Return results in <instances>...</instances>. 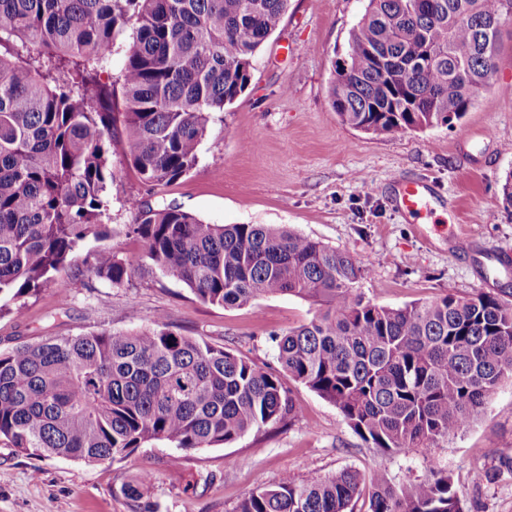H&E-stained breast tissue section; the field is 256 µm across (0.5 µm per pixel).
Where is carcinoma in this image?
<instances>
[{"label": "carcinoma", "instance_id": "obj_1", "mask_svg": "<svg viewBox=\"0 0 512 512\" xmlns=\"http://www.w3.org/2000/svg\"><path fill=\"white\" fill-rule=\"evenodd\" d=\"M288 0H0V312L52 281L103 234L112 135L142 182L167 186L198 161L208 114L250 85L253 60ZM512 0H368L331 104L342 123L402 137L450 125L497 71ZM126 48L120 78L102 74ZM136 214L160 273L202 302L241 308L288 295L317 305L273 338L279 368L154 326L53 336L0 351V440L29 456L122 460L166 440L231 444L302 409L282 374L332 403L381 453L434 448L477 421L512 376V303L453 286L434 300L379 306L350 252L275 224H205L175 206ZM92 273L115 288L128 264L108 250ZM464 512L444 471L408 486L353 469L283 476L232 512Z\"/></svg>", "mask_w": 512, "mask_h": 512}]
</instances>
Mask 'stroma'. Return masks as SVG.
Returning <instances> with one entry per match:
<instances>
[{"mask_svg": "<svg viewBox=\"0 0 512 512\" xmlns=\"http://www.w3.org/2000/svg\"><path fill=\"white\" fill-rule=\"evenodd\" d=\"M367 0H289L288 10L253 62L251 84L210 115L198 163L162 187L143 184L112 147L107 188L109 233L87 238L58 274L22 298V317L0 316V350L47 336L152 325L232 349L276 366L272 335L307 323L309 302L268 296L240 309L199 301L160 275L130 227L144 208L173 205L208 224H283L349 251L366 265L361 288L373 303L398 307L439 297L447 286L512 301V207L502 184L512 172V22L502 28L497 71L461 124L404 137L368 135L344 125L330 102L333 65ZM424 178L440 197L439 219L413 224L391 201L394 178ZM106 249L132 266L115 288L91 270ZM303 416L252 431L227 446L184 453L144 443L121 462L34 458L0 441V512H231L258 483L355 468L406 485L447 470L468 512H512V379H504L484 416L436 448L380 454L365 447L336 407L305 386L292 387ZM152 475L141 501L125 493Z\"/></svg>", "mask_w": 512, "mask_h": 512, "instance_id": "stroma-1", "label": "stroma"}]
</instances>
